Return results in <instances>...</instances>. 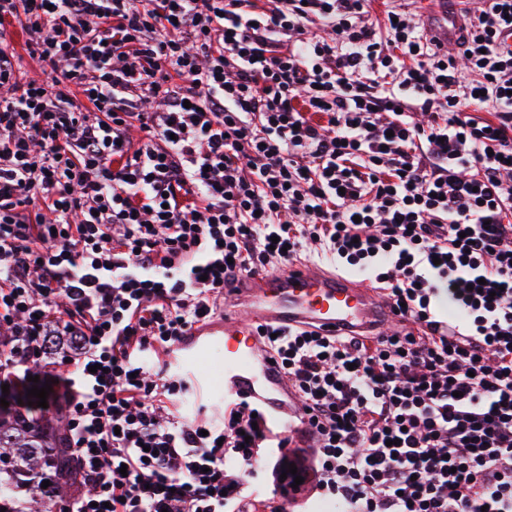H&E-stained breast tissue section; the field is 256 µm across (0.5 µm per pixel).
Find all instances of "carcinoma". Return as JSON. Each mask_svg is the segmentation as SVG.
<instances>
[{
  "label": "carcinoma",
  "mask_w": 512,
  "mask_h": 512,
  "mask_svg": "<svg viewBox=\"0 0 512 512\" xmlns=\"http://www.w3.org/2000/svg\"><path fill=\"white\" fill-rule=\"evenodd\" d=\"M63 429L59 417L0 413V489L21 500L17 509L13 499L0 497V512H41L45 497H67L75 474L61 448ZM47 480L50 486L41 488Z\"/></svg>",
  "instance_id": "1"
}]
</instances>
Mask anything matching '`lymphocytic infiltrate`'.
<instances>
[{
  "instance_id": "f902f5d3",
  "label": "lymphocytic infiltrate",
  "mask_w": 512,
  "mask_h": 512,
  "mask_svg": "<svg viewBox=\"0 0 512 512\" xmlns=\"http://www.w3.org/2000/svg\"><path fill=\"white\" fill-rule=\"evenodd\" d=\"M16 24L0 385L50 383L90 488L68 512H512V0L469 17L461 70L402 8L376 32L367 0H0V38ZM27 57L62 73L26 78ZM308 249L375 269L413 330L260 327L297 436L244 401L169 412L166 351L225 283Z\"/></svg>"
}]
</instances>
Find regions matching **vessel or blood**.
Returning a JSON list of instances; mask_svg holds the SVG:
<instances>
[{
    "instance_id": "vessel-or-blood-1",
    "label": "vessel or blood",
    "mask_w": 512,
    "mask_h": 512,
    "mask_svg": "<svg viewBox=\"0 0 512 512\" xmlns=\"http://www.w3.org/2000/svg\"><path fill=\"white\" fill-rule=\"evenodd\" d=\"M401 317L369 280L311 262L244 277L224 286V311L171 347L176 370L200 367L213 349L224 352L215 384L225 401H248L282 429L294 428L296 395L271 363L258 326L314 328L324 334L361 332L400 323Z\"/></svg>"
}]
</instances>
